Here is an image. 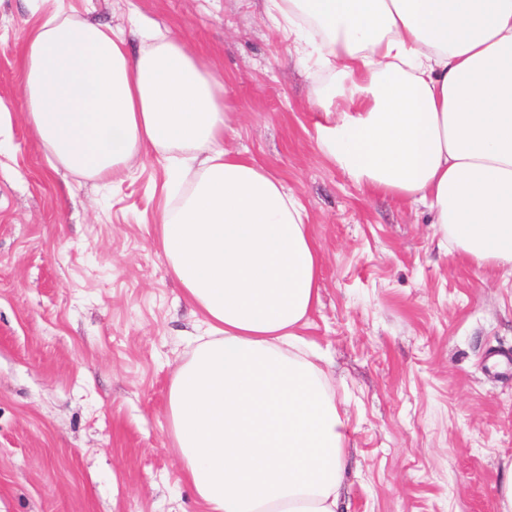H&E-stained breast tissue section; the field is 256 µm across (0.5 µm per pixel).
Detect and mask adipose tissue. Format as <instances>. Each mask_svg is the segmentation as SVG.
I'll list each match as a JSON object with an SVG mask.
<instances>
[{
	"mask_svg": "<svg viewBox=\"0 0 512 512\" xmlns=\"http://www.w3.org/2000/svg\"><path fill=\"white\" fill-rule=\"evenodd\" d=\"M352 86L326 157L370 194L429 209L461 258L512 270V0H266ZM53 15L20 60L27 121L61 166L111 177L146 149L198 169L156 240L199 335L168 390L202 512H336L347 421L301 331L322 255L299 200L224 149V83L186 43Z\"/></svg>",
	"mask_w": 512,
	"mask_h": 512,
	"instance_id": "obj_1",
	"label": "adipose tissue"
}]
</instances>
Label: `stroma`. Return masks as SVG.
<instances>
[{"instance_id": "stroma-1", "label": "stroma", "mask_w": 512, "mask_h": 512, "mask_svg": "<svg viewBox=\"0 0 512 512\" xmlns=\"http://www.w3.org/2000/svg\"><path fill=\"white\" fill-rule=\"evenodd\" d=\"M61 14L123 31L141 18L189 44L224 83V147L260 159L304 204L320 245L315 343L348 417L342 512H497L512 465V276L458 257L424 206L371 195L322 153L350 96L265 0H0V512H197L166 405L192 351L194 309L154 228L158 154L119 176L48 155L18 60L32 24Z\"/></svg>"}]
</instances>
